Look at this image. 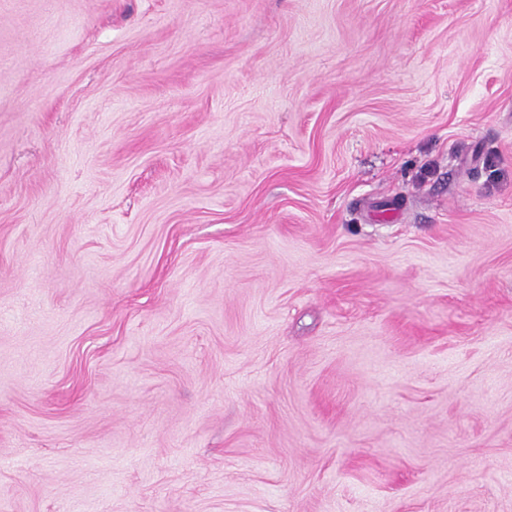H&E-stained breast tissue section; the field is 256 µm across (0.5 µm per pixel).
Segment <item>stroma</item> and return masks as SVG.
<instances>
[{
    "label": "stroma",
    "mask_w": 512,
    "mask_h": 512,
    "mask_svg": "<svg viewBox=\"0 0 512 512\" xmlns=\"http://www.w3.org/2000/svg\"><path fill=\"white\" fill-rule=\"evenodd\" d=\"M0 512H512V0H0Z\"/></svg>",
    "instance_id": "35a3bbf8"
}]
</instances>
